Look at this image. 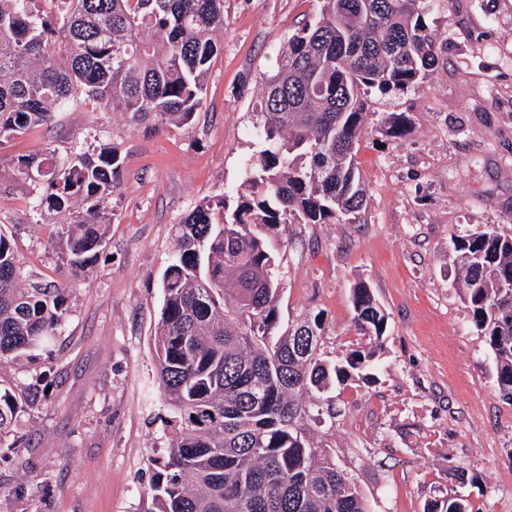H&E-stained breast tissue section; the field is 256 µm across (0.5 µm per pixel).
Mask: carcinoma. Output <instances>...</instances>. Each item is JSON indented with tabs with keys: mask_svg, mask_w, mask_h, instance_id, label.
Segmentation results:
<instances>
[{
	"mask_svg": "<svg viewBox=\"0 0 512 512\" xmlns=\"http://www.w3.org/2000/svg\"><path fill=\"white\" fill-rule=\"evenodd\" d=\"M430 2L318 0L315 21L288 38L277 69L262 77L257 150L242 188L199 202L175 225L153 343L171 417L167 444L150 459L151 512H369L310 426L336 382L371 367L379 348L339 365L320 352L318 318L282 323L277 253L291 224L358 221L367 97L404 93L444 62ZM223 37L224 0H0V147L89 104L137 125L186 128ZM408 121L388 113V136L402 140ZM10 163L31 187L37 220L69 215L49 248L68 270L89 272L112 221L117 152L47 147ZM453 245L462 300L511 400L512 235L475 225ZM351 292L355 326L380 341L386 313L367 285ZM68 300L65 287L25 282L0 233L1 365L50 344ZM22 412L15 391L0 387L1 459L20 447L5 441ZM424 512L473 508L456 495Z\"/></svg>",
	"mask_w": 512,
	"mask_h": 512,
	"instance_id": "1",
	"label": "carcinoma"
}]
</instances>
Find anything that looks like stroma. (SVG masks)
Wrapping results in <instances>:
<instances>
[{
	"mask_svg": "<svg viewBox=\"0 0 512 512\" xmlns=\"http://www.w3.org/2000/svg\"><path fill=\"white\" fill-rule=\"evenodd\" d=\"M317 14V0H224V48L190 129L149 131L88 107L0 149L17 157L94 138L122 161L104 252L76 279L48 247L52 219L35 220L27 188L0 166V229L27 280L72 286L53 343L0 366V385L38 390L15 427L21 463L0 462V491L29 483L27 496L0 498L5 512H149L148 459L171 415L152 343L173 226L241 183L256 83ZM430 20L446 65L405 94L371 97L361 217L289 226L280 310L318 316L321 351L336 361L371 346L354 325L356 283L387 314L384 369L337 384L331 417L313 427L370 512H423L457 494L477 512H512V400L461 300L453 251L475 224L512 232V0H434ZM385 112L410 116L402 141L382 130Z\"/></svg>",
	"mask_w": 512,
	"mask_h": 512,
	"instance_id": "35a3bbf8",
	"label": "stroma"
}]
</instances>
